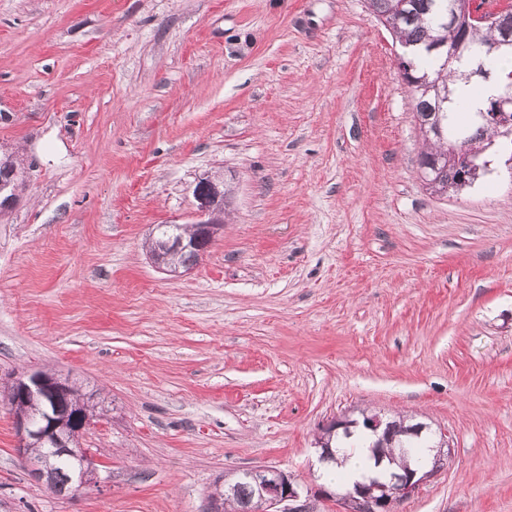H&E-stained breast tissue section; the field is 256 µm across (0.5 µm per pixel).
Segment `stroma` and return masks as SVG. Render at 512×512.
<instances>
[{
    "mask_svg": "<svg viewBox=\"0 0 512 512\" xmlns=\"http://www.w3.org/2000/svg\"><path fill=\"white\" fill-rule=\"evenodd\" d=\"M401 48L366 0H0V377L69 376L99 480L56 495L0 398V512H207L229 472L315 486L331 419L452 437L397 512H512V175L426 190ZM234 192L186 276L146 253ZM14 158L10 154L0 152V168L8 167L10 176L8 180L0 178V214L13 208L19 199L20 172L16 165H12ZM229 189L224 182V175H203L199 177L193 189L194 214L196 221L189 226L191 232L202 229L210 242L212 243L216 237L224 231V206L227 203ZM182 227V228H181ZM183 224H158L152 231V237L155 235L156 241H167L177 238L186 232ZM201 231L196 232V244L191 249L181 252L178 250L182 247H190L194 239L180 237L173 247L172 243L162 244L155 243L152 250H149L148 257L154 266L173 277L182 276L190 270V266L197 263L201 252L205 251L209 245V240ZM169 249H171L169 251ZM183 267H174L170 257ZM177 258V259H176ZM188 266V267H185ZM183 268V271H180Z\"/></svg>",
    "mask_w": 512,
    "mask_h": 512,
    "instance_id": "1",
    "label": "stroma"
}]
</instances>
